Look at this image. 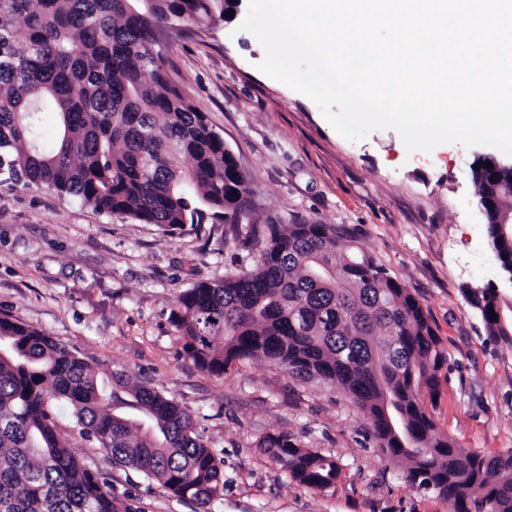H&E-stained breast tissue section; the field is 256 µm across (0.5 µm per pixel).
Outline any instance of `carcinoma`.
<instances>
[{
  "mask_svg": "<svg viewBox=\"0 0 512 512\" xmlns=\"http://www.w3.org/2000/svg\"><path fill=\"white\" fill-rule=\"evenodd\" d=\"M230 0H0V183L76 198L109 216L154 224H253L248 177L224 151L203 113L180 92L155 44L160 23L225 19ZM56 119L45 139L41 114ZM492 249L512 255V170L473 178ZM335 224L267 222L256 261L218 281H197L174 299L171 318L184 355L221 375L262 358L304 380L335 384L368 415L383 453L418 489L455 512H512V450L486 456L438 433L445 363L419 300L364 248L342 245ZM487 336L512 348L509 303L467 289ZM0 512H139L112 493L60 433L54 405L73 407L75 426L115 465L207 507L224 491L223 461L191 415L153 386L130 383L77 356L41 330L0 317ZM260 447L292 480L335 483V457L269 434Z\"/></svg>",
  "mask_w": 512,
  "mask_h": 512,
  "instance_id": "cac0c4a2",
  "label": "carcinoma"
}]
</instances>
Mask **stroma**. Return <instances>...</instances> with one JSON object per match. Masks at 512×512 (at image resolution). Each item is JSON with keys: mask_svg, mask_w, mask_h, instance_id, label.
<instances>
[{"mask_svg": "<svg viewBox=\"0 0 512 512\" xmlns=\"http://www.w3.org/2000/svg\"><path fill=\"white\" fill-rule=\"evenodd\" d=\"M240 22L169 30L164 39L172 80L248 171L256 219L345 227L428 312L446 356L438 430L460 448L512 450V349L488 339L465 294L499 274L471 180L490 147L410 153L392 129L348 141L312 100L258 70L264 50ZM253 252L248 236L225 224L170 236L47 190L0 185V316L173 397L224 462V492L211 512H453L447 499L407 482L366 414L335 385L298 380L262 359L214 375L185 357L171 320L175 296L223 278ZM72 412L56 405L60 431L117 496L141 512H199L112 465L81 437ZM270 433L336 457V483L317 490L293 481L259 445Z\"/></svg>", "mask_w": 512, "mask_h": 512, "instance_id": "35a3bbf8", "label": "stroma"}]
</instances>
